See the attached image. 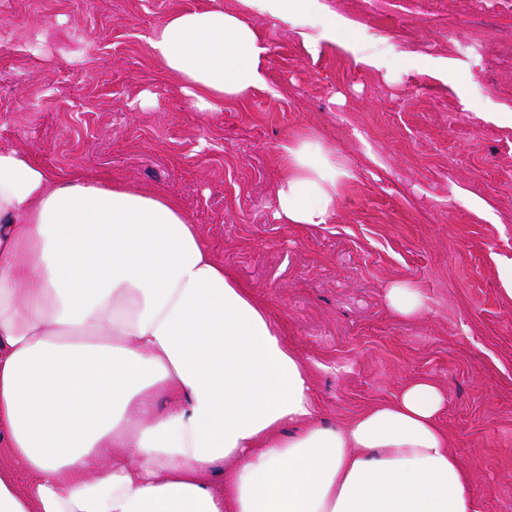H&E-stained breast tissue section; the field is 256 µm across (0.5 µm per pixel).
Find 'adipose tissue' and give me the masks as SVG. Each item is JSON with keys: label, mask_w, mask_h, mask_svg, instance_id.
Returning a JSON list of instances; mask_svg holds the SVG:
<instances>
[{"label": "adipose tissue", "mask_w": 512, "mask_h": 512, "mask_svg": "<svg viewBox=\"0 0 512 512\" xmlns=\"http://www.w3.org/2000/svg\"><path fill=\"white\" fill-rule=\"evenodd\" d=\"M243 2L147 36L192 109L266 88L253 15L355 44L320 0ZM279 150L276 219L333 223L352 170L314 136ZM447 404L420 377L326 425L274 309L175 198L0 149V512H481Z\"/></svg>", "instance_id": "1"}]
</instances>
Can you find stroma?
<instances>
[{"instance_id": "1", "label": "stroma", "mask_w": 512, "mask_h": 512, "mask_svg": "<svg viewBox=\"0 0 512 512\" xmlns=\"http://www.w3.org/2000/svg\"><path fill=\"white\" fill-rule=\"evenodd\" d=\"M351 0L370 67L343 43L310 54L298 29L255 16L270 90L220 112L188 107L146 35L168 14L242 0H0V148L53 172L84 170L174 196L214 258L275 310L308 362L324 419L339 425L426 375L470 465L481 512H512V298L494 255L512 256V0ZM318 137L354 173L334 223L280 224V144ZM474 198L453 200L452 190ZM428 299L401 320L386 287ZM344 372L333 373L329 364Z\"/></svg>"}]
</instances>
